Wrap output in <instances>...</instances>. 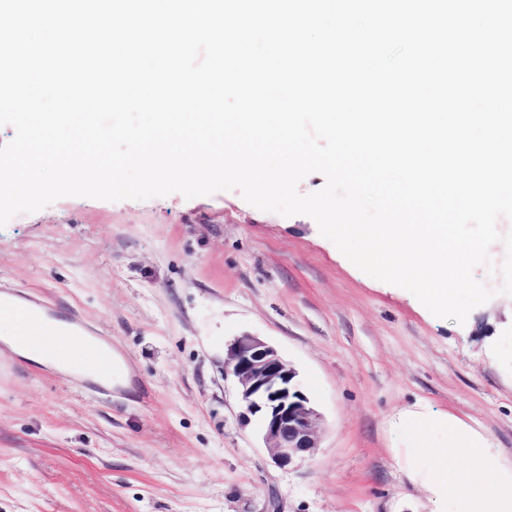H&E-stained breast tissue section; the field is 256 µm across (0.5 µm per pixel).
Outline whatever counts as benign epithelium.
<instances>
[{
    "label": "benign epithelium",
    "mask_w": 512,
    "mask_h": 512,
    "mask_svg": "<svg viewBox=\"0 0 512 512\" xmlns=\"http://www.w3.org/2000/svg\"><path fill=\"white\" fill-rule=\"evenodd\" d=\"M224 375L237 388L241 424L258 423L276 467L286 469L311 456L319 413L296 368L273 346L250 334L235 338L224 356Z\"/></svg>",
    "instance_id": "obj_1"
}]
</instances>
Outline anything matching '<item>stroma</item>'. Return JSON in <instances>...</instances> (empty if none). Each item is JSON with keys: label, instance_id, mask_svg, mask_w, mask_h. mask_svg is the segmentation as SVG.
Instances as JSON below:
<instances>
[{"label": "stroma", "instance_id": "35a3bbf8", "mask_svg": "<svg viewBox=\"0 0 512 512\" xmlns=\"http://www.w3.org/2000/svg\"><path fill=\"white\" fill-rule=\"evenodd\" d=\"M465 323L351 263L306 215L236 190L192 199L63 197L0 228V286L111 338L101 395L55 364L0 357V512H432L396 458V419L454 414L512 460V296ZM250 333L298 371L321 416L302 464L241 426L224 352Z\"/></svg>", "mask_w": 512, "mask_h": 512}]
</instances>
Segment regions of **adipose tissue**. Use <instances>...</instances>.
I'll use <instances>...</instances> for the list:
<instances>
[{
	"label": "adipose tissue",
	"instance_id": "adipose-tissue-1",
	"mask_svg": "<svg viewBox=\"0 0 512 512\" xmlns=\"http://www.w3.org/2000/svg\"><path fill=\"white\" fill-rule=\"evenodd\" d=\"M399 425L413 438L399 457L429 492L435 512H512V465L498 449L451 415L411 412ZM438 432L447 439L436 448L431 439Z\"/></svg>",
	"mask_w": 512,
	"mask_h": 512
}]
</instances>
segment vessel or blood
Here are the masks:
<instances>
[{
	"label": "vessel or blood",
	"mask_w": 512,
	"mask_h": 512,
	"mask_svg": "<svg viewBox=\"0 0 512 512\" xmlns=\"http://www.w3.org/2000/svg\"><path fill=\"white\" fill-rule=\"evenodd\" d=\"M1 312L14 317L19 334L30 345H49L55 337H67L69 344L58 353L57 359L71 371H81L84 353L94 352L98 358L94 369L97 389L103 394L111 392L112 375L117 369L112 357V345L106 337L94 332L78 314L58 318L52 304L40 300L38 296L7 288L0 289Z\"/></svg>",
	"instance_id": "b4317fda"
}]
</instances>
